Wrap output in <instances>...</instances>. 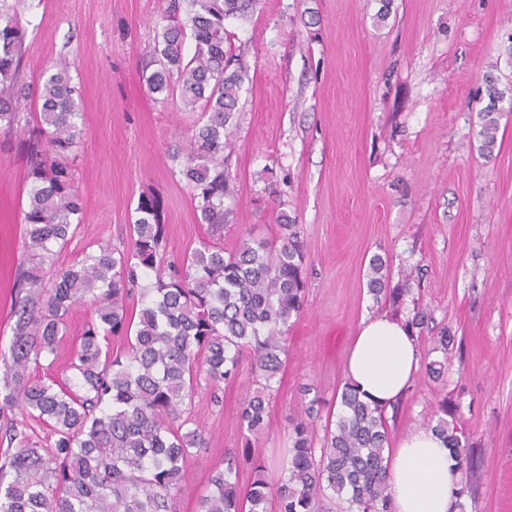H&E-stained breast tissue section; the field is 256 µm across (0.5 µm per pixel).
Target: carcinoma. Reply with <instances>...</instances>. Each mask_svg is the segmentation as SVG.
<instances>
[{
	"mask_svg": "<svg viewBox=\"0 0 512 512\" xmlns=\"http://www.w3.org/2000/svg\"><path fill=\"white\" fill-rule=\"evenodd\" d=\"M253 2L164 0L166 24L153 47L159 69L147 78L149 91L165 97L176 92L197 114L180 151V172L207 237L179 262L163 265L160 207L143 197L128 246L96 245L48 288L40 271L67 243L85 209L74 189L83 134L80 91L71 75L74 63L65 58L49 62L37 87L24 80L28 21L20 0H0V130L26 157L29 180L13 342L0 353L7 368L0 441L14 447L0 465V512H177L187 463L206 444L192 419L194 398L204 389L219 400L218 391L236 379L245 359L257 389L237 414L244 448L224 452L212 468L197 512H269L271 503L276 512H328V500L342 504L343 512H392L384 410L348 384L321 439L315 430L322 402L315 396L289 419L288 458L279 474L256 459V478L239 486L251 447L269 432L290 320L301 316L305 301V245L288 217L280 219L277 239L248 237L224 251V199L231 194L224 147L241 88L224 21L244 15ZM188 39L194 45L189 58ZM485 82L489 105L479 112L477 136L479 150L489 156L499 130L496 102L504 92L492 77ZM33 101L32 117L27 109ZM368 290L396 307L410 292L386 288L385 263L376 256ZM131 299L140 301L136 313L128 307ZM85 303L94 318L71 361L77 382L31 378L29 366L57 356L70 312ZM112 336L126 337L124 351H110ZM452 343L446 331L436 337L442 359L427 364L429 376H443ZM12 407L21 418L5 414ZM29 419L49 427L51 445L32 439ZM428 427L444 440L458 470L472 465L469 439L448 420V400Z\"/></svg>",
	"mask_w": 512,
	"mask_h": 512,
	"instance_id": "cac0c4a2",
	"label": "carcinoma"
}]
</instances>
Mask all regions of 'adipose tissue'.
Returning a JSON list of instances; mask_svg holds the SVG:
<instances>
[{"instance_id": "ef3b65f1", "label": "adipose tissue", "mask_w": 512, "mask_h": 512, "mask_svg": "<svg viewBox=\"0 0 512 512\" xmlns=\"http://www.w3.org/2000/svg\"><path fill=\"white\" fill-rule=\"evenodd\" d=\"M420 353L403 321L363 318L351 345L346 379L371 405L388 409L409 387ZM388 483L395 512H457L458 472L431 430L408 433L393 449Z\"/></svg>"}]
</instances>
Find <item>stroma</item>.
Segmentation results:
<instances>
[{"label": "stroma", "mask_w": 512, "mask_h": 512, "mask_svg": "<svg viewBox=\"0 0 512 512\" xmlns=\"http://www.w3.org/2000/svg\"><path fill=\"white\" fill-rule=\"evenodd\" d=\"M20 8L29 21L25 81L38 84L64 56L82 91L74 185L86 209L45 282L97 244H128L144 196L160 203L167 259L197 247L207 227L171 158L194 115L146 84L158 67L163 0ZM225 27L243 84L224 150L233 184L224 247L278 238L282 213L306 243L304 310L290 330L270 434L254 455L280 463L304 387L338 403L361 319L391 312L367 290L378 255L390 287L411 283L401 317L417 306L431 315L417 339L421 363L436 360L441 330L454 337L444 377L417 371L398 411H386L391 441L423 428L447 401L473 449L464 512H512V113L491 157L476 136L486 76L512 95V0H255ZM26 199L25 157L1 150L0 350L13 339ZM255 387L245 370L220 403L196 395L192 415L207 446L188 464L178 512H196L213 466L242 448L237 410Z\"/></svg>", "instance_id": "35a3bbf8"}]
</instances>
